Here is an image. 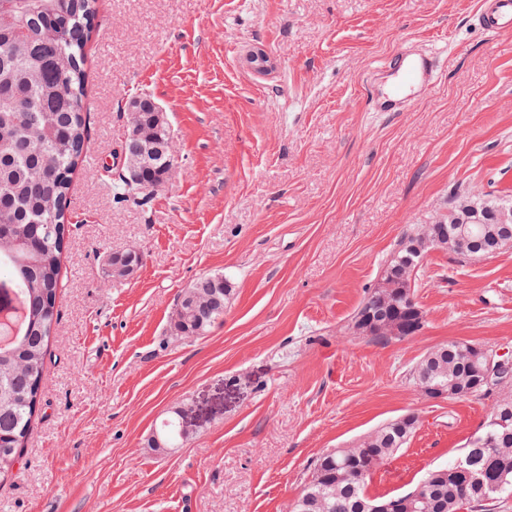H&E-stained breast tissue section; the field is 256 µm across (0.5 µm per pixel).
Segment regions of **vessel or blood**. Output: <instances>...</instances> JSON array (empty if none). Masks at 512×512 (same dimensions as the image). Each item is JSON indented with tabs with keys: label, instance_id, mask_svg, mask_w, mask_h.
I'll return each instance as SVG.
<instances>
[{
	"label": "vessel or blood",
	"instance_id": "obj_1",
	"mask_svg": "<svg viewBox=\"0 0 512 512\" xmlns=\"http://www.w3.org/2000/svg\"><path fill=\"white\" fill-rule=\"evenodd\" d=\"M476 23L489 33L512 34V0H482ZM440 77L436 53L400 48L376 70L372 84L386 85L385 93L372 97L375 112H404L432 89Z\"/></svg>",
	"mask_w": 512,
	"mask_h": 512
}]
</instances>
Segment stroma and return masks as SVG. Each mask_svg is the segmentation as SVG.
Segmentation results:
<instances>
[{"mask_svg":"<svg viewBox=\"0 0 512 512\" xmlns=\"http://www.w3.org/2000/svg\"><path fill=\"white\" fill-rule=\"evenodd\" d=\"M480 0H99L88 46L89 152L72 176L78 229L33 433L0 512H286L312 460L413 412L373 496L452 462L492 398L429 400L413 381L449 341L512 351V246L432 250L415 336L358 333L354 315L412 229L459 191L512 196V35L472 24ZM411 43L442 49L437 84L374 112L369 74ZM265 54L267 70L252 58ZM166 112L176 179L141 203L107 184L127 99ZM139 247L129 278L108 255ZM234 288L202 337L171 328L180 291ZM182 411V447L156 448Z\"/></svg>","mask_w":512,"mask_h":512,"instance_id":"obj_1","label":"stroma"}]
</instances>
